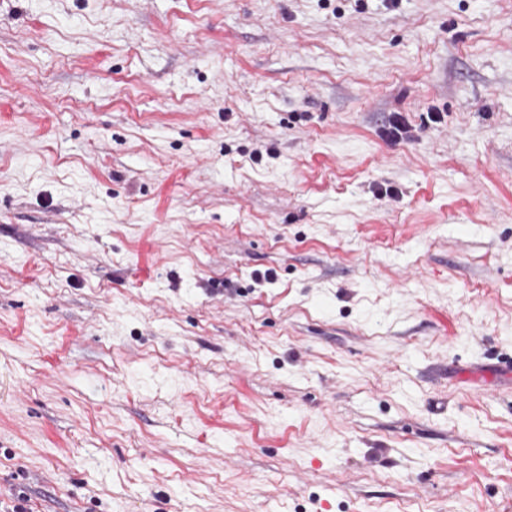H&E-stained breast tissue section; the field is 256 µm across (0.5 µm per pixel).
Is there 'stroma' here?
<instances>
[{
    "label": "stroma",
    "mask_w": 512,
    "mask_h": 512,
    "mask_svg": "<svg viewBox=\"0 0 512 512\" xmlns=\"http://www.w3.org/2000/svg\"><path fill=\"white\" fill-rule=\"evenodd\" d=\"M511 360L512 0H0V512H512Z\"/></svg>",
    "instance_id": "35a3bbf8"
}]
</instances>
